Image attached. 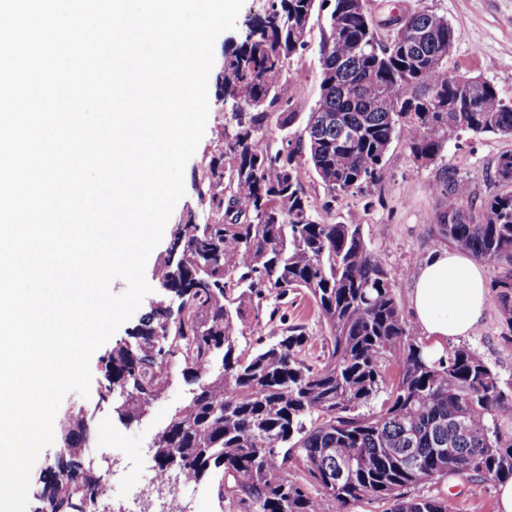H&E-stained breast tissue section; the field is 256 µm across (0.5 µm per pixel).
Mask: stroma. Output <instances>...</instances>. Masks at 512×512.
<instances>
[{
	"mask_svg": "<svg viewBox=\"0 0 512 512\" xmlns=\"http://www.w3.org/2000/svg\"><path fill=\"white\" fill-rule=\"evenodd\" d=\"M376 19H387L392 12H408L426 8L444 15L459 30V37L448 61L449 68L464 74L481 76L490 82L504 99H512V0H370ZM327 13L315 10L308 24L309 47L302 58L293 60L288 69L289 111L296 118L289 131L299 136L309 112L320 98V66L318 50L329 34ZM209 115L205 134L185 173V195L176 204L169 221L205 223L209 216L196 187L206 181L212 161L221 151V134L230 119L231 106L224 103L216 81L208 83ZM512 151V138L498 135L473 136L458 132L450 134L443 151L429 164L417 163L408 147L406 130H398L384 162L380 185L363 190L330 196L309 165H302L300 176L315 209L325 223L352 222L362 227L368 245L379 255L393 276L394 292L400 308H407L416 268L434 251L446 248L448 241L437 231L438 201L429 187L446 171L467 179L477 197L495 192L494 172L499 156ZM172 247L171 235H164L152 251L145 277L152 291L132 315L92 356V379L89 396L68 393L53 423L54 442L45 448L30 475L31 491H39L44 469L56 466L67 454L63 441L65 428L86 424V443L79 454L91 461L94 470L103 474L109 485L113 506H127L130 484L128 478L137 471L153 472V444L171 417L183 410L191 399L192 383L182 374L181 365L167 370L166 385L146 413L133 422H125L116 408L119 395L103 397L102 359L113 346L131 340L140 316L149 311L152 302L163 299L160 279L163 259ZM281 317L272 322H247L239 347L254 350L258 339L278 335L284 324H307L312 339L304 357L315 364L322 354L325 328L317 309L302 292L289 294L280 304ZM503 324L496 293H489L481 324L463 342L473 347L494 368L502 379L512 380V344L505 343ZM221 472H213L200 480L189 481L177 493L155 490L148 502L151 512L166 508L167 512H233L232 506L219 492ZM432 494L449 495L456 500V512H497L498 485L461 478H447L429 485Z\"/></svg>",
	"mask_w": 512,
	"mask_h": 512,
	"instance_id": "35a3bbf8",
	"label": "stroma"
}]
</instances>
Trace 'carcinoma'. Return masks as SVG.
<instances>
[{"instance_id":"cac0c4a2","label":"carcinoma","mask_w":512,"mask_h":512,"mask_svg":"<svg viewBox=\"0 0 512 512\" xmlns=\"http://www.w3.org/2000/svg\"><path fill=\"white\" fill-rule=\"evenodd\" d=\"M329 9V36L319 47L321 95L304 134L264 140L275 109L288 103V67L306 50L303 30L315 6ZM356 0H272L246 21L241 45L224 54L222 96L235 125L197 187L210 224H177L176 260L164 261L165 285L179 296L137 326L135 343L112 348L104 394L124 388L118 412L136 419L160 392L176 362L197 384L188 407L154 442L159 470L173 455L199 479L224 471V493L251 512H350L363 500L385 512H448V499L411 490L445 478L512 479V381L472 347L454 346L431 360L401 313L392 279L362 236L361 225L317 220L301 182L308 162L331 195L377 185L396 129L408 132L417 160L433 161L455 132L512 137V100L485 83L469 112H437L432 97L461 77L417 61L448 53L459 33L427 9L416 16V54L387 50L355 8ZM262 99L255 109L238 98ZM495 180L505 190L476 201L454 173L431 186L441 199L438 227L478 261L495 263L501 316L512 342V152L500 156ZM290 291L314 301L325 327L323 355L302 352L306 325L282 328L251 353L239 349L246 318H276L264 302ZM396 378L386 386V368ZM209 374L207 381H199ZM388 388L377 411L362 408ZM464 423L466 430L457 431ZM301 471L291 479L288 469ZM78 475L84 492L65 488ZM101 477L68 457L42 481L33 512H92Z\"/></svg>"}]
</instances>
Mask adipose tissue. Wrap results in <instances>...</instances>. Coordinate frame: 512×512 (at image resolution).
Instances as JSON below:
<instances>
[{"label":"adipose tissue","instance_id":"1","mask_svg":"<svg viewBox=\"0 0 512 512\" xmlns=\"http://www.w3.org/2000/svg\"><path fill=\"white\" fill-rule=\"evenodd\" d=\"M488 287L479 265L455 250L432 253L419 266L409 311L427 341L430 358L444 355L448 339L466 336L481 323Z\"/></svg>","mask_w":512,"mask_h":512}]
</instances>
